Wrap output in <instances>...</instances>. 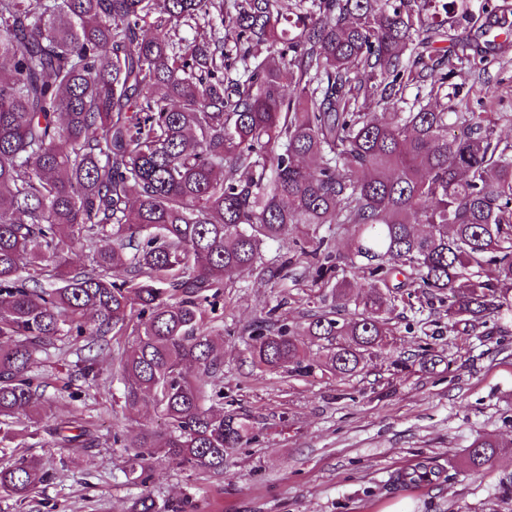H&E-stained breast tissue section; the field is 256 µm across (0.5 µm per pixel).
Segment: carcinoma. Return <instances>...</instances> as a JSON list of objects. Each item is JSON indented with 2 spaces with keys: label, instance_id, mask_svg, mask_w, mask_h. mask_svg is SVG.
Returning a JSON list of instances; mask_svg holds the SVG:
<instances>
[{
  "label": "carcinoma",
  "instance_id": "carcinoma-1",
  "mask_svg": "<svg viewBox=\"0 0 512 512\" xmlns=\"http://www.w3.org/2000/svg\"><path fill=\"white\" fill-rule=\"evenodd\" d=\"M0 0V424L40 414L35 355L64 334L93 345L130 333L119 357L124 400L152 398L166 437L139 432L130 474L163 456L221 470L248 425L206 405L223 398V362L206 334L229 272L252 273L262 247L293 228L335 224L303 258L367 261V290L305 328L325 346V371L354 374L389 335L396 292L418 286L448 299V321L475 332L512 312V143L487 112L416 98L402 80L445 84L454 55L512 42L508 0ZM187 26L197 33L180 36ZM283 45L260 57L259 43ZM242 66V77L228 71ZM379 98L392 109L365 111ZM92 253L73 269L69 252ZM495 268L492 278L481 270ZM129 272L118 280L114 274ZM404 280L393 283L398 276ZM286 327L253 330L252 356L302 369ZM61 422L59 444L84 448ZM507 452L477 436L465 463ZM419 465L402 475L431 480ZM35 460L0 470V492L23 498ZM132 512H166L148 495Z\"/></svg>",
  "mask_w": 512,
  "mask_h": 512
}]
</instances>
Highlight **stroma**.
<instances>
[{
    "mask_svg": "<svg viewBox=\"0 0 512 512\" xmlns=\"http://www.w3.org/2000/svg\"><path fill=\"white\" fill-rule=\"evenodd\" d=\"M463 87L448 103L491 113L496 134L512 142V46L494 57L455 63ZM312 231L302 225L267 242L265 262L278 278L231 273L208 313L207 329L223 354L224 407L246 416L250 438L224 455V468H189L155 459L145 482L129 480L131 449L122 440L141 431L164 435L151 401L125 407L117 353L122 336L86 350L83 338L63 336L40 352L32 368L42 411L21 419L0 469L20 456L37 459L47 477L27 498L0 495V512H131L147 494L171 512H512V454L475 471L463 462L480 434L512 445V317L472 334L448 327V306L416 288H402L390 315L388 343L365 366L339 379L323 369L325 352L306 343V372L257 366L252 329L265 321L303 332L331 305L315 267L301 257ZM97 376L82 378L83 358ZM88 429V448L57 445V423ZM427 463L433 479L401 481Z\"/></svg>",
    "mask_w": 512,
    "mask_h": 512,
    "instance_id": "35a3bbf8",
    "label": "stroma"
}]
</instances>
